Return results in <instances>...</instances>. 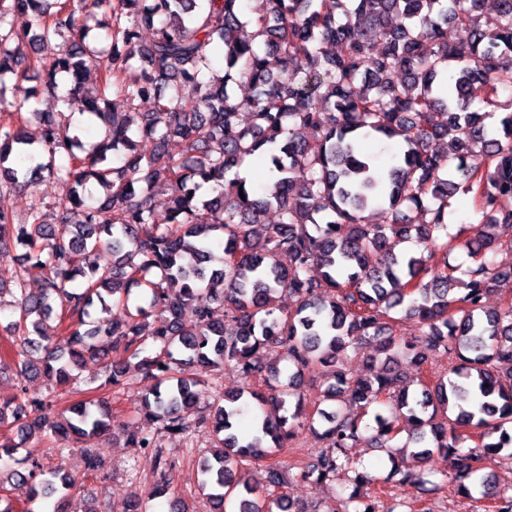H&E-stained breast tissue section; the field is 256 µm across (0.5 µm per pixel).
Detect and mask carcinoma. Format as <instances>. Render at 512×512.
I'll return each mask as SVG.
<instances>
[{"label":"carcinoma","instance_id":"1","mask_svg":"<svg viewBox=\"0 0 512 512\" xmlns=\"http://www.w3.org/2000/svg\"><path fill=\"white\" fill-rule=\"evenodd\" d=\"M41 2L0 0V112L9 116L0 122V192L27 176L61 187L21 222L0 210V249H28L0 279V296L13 298V336L31 349L16 362L20 380L66 387L87 359L103 361L102 388L122 384L132 366L143 371L153 381L143 407L160 427L126 443L159 468L170 463L163 436L204 429L214 440L200 464L209 512L231 501L235 512H299L282 492L289 480L317 485L350 471L355 488L338 512L375 509L364 491L374 479L349 455L369 429L380 448L407 431L391 452L400 482L425 489L424 465L439 454L461 497L512 512V493L482 466L488 454L512 463V303L485 306L512 283V238L498 233L512 224V97L499 101L512 92V0H497L492 13L483 0H265L251 19L242 0H65L52 14ZM30 10L33 35L14 27ZM454 30L469 37L465 56L448 42ZM57 38L65 47L48 61L39 46ZM92 65L100 77L88 85ZM33 75L51 109L30 111L39 135L28 138L16 123L37 97L24 87ZM241 83L251 95L232 94ZM113 95L126 111L111 108ZM73 98L98 124L92 142L72 132ZM478 104L506 113L492 127ZM172 136L184 142L178 157L165 150ZM394 138L403 149L380 172L364 143ZM444 139L446 152L436 147ZM120 150L116 167L108 153ZM262 155L272 185L260 194L240 168ZM459 192L472 195L476 221L448 222ZM271 209L276 224L263 219ZM369 210L383 221L368 223ZM392 238L423 250L397 254ZM102 247L110 266L94 259ZM461 247L472 258L461 275L430 265L433 252ZM135 288L148 306H129ZM284 292L295 309L280 307ZM58 297L66 305L57 314ZM398 313L418 321L424 350L396 341ZM53 314L57 335L47 336L42 321ZM361 345L382 358L355 377L347 352ZM431 352L448 356V376L416 380L418 392L402 385L403 363L419 366ZM317 366L329 379L322 401L340 405L330 413L310 408L300 389ZM226 367L243 389L197 410V376ZM247 408L254 421L242 434ZM316 413L330 427L311 462L272 464L264 486L245 478L294 447ZM105 416L104 400L87 398L58 418L22 384L0 401V426L25 439L49 432L63 445L103 434ZM468 441L475 446L461 452ZM24 461L11 475L34 497L60 494L55 512H64L71 479L30 454Z\"/></svg>","mask_w":512,"mask_h":512}]
</instances>
